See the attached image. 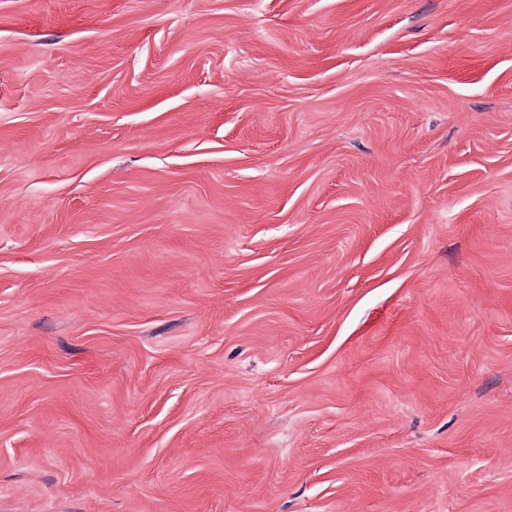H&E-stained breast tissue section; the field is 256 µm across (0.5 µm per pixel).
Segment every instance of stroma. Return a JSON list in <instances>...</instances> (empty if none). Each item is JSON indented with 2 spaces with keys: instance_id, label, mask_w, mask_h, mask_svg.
I'll list each match as a JSON object with an SVG mask.
<instances>
[{
  "instance_id": "obj_1",
  "label": "stroma",
  "mask_w": 512,
  "mask_h": 512,
  "mask_svg": "<svg viewBox=\"0 0 512 512\" xmlns=\"http://www.w3.org/2000/svg\"><path fill=\"white\" fill-rule=\"evenodd\" d=\"M0 512H512V0H0Z\"/></svg>"
}]
</instances>
